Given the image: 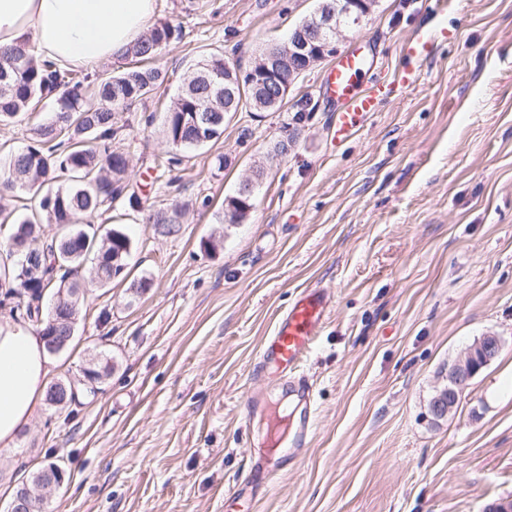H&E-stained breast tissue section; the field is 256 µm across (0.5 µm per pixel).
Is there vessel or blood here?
Returning a JSON list of instances; mask_svg holds the SVG:
<instances>
[{
	"mask_svg": "<svg viewBox=\"0 0 512 512\" xmlns=\"http://www.w3.org/2000/svg\"><path fill=\"white\" fill-rule=\"evenodd\" d=\"M372 67V61L355 47L342 54L327 75L324 93L338 106L335 122L338 142L355 136L368 114L376 111L386 95L382 86L366 87L365 76ZM332 306V297L322 289L301 290L288 309L277 316L271 335L262 344L255 375L261 377L266 369H275L289 399L296 401L301 409L295 421L285 415L275 416L269 428L271 448L299 449L309 442L316 415L315 386L300 367L321 336Z\"/></svg>",
	"mask_w": 512,
	"mask_h": 512,
	"instance_id": "b4317fda",
	"label": "vessel or blood"
}]
</instances>
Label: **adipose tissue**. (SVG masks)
<instances>
[{"label":"adipose tissue","mask_w":512,"mask_h":512,"mask_svg":"<svg viewBox=\"0 0 512 512\" xmlns=\"http://www.w3.org/2000/svg\"><path fill=\"white\" fill-rule=\"evenodd\" d=\"M155 0H0V50L93 68L138 42ZM53 362L28 321L0 323V447H14L42 405Z\"/></svg>","instance_id":"ef3b65f1"}]
</instances>
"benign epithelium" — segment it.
Masks as SVG:
<instances>
[{"instance_id":"1","label":"benign epithelium","mask_w":512,"mask_h":512,"mask_svg":"<svg viewBox=\"0 0 512 512\" xmlns=\"http://www.w3.org/2000/svg\"><path fill=\"white\" fill-rule=\"evenodd\" d=\"M370 8V0H340L336 6L324 5L318 11V18L307 25L308 35H293L284 46V56L266 55L259 62L258 72L251 73L249 80L276 79L280 73L283 58L303 63L301 67L288 66V80L299 77L310 68L317 58L336 52V38L343 29L361 26ZM501 340L494 335L477 339L466 350L464 357L448 367V387L441 388L430 401L429 410L434 417L451 414L464 389L472 377L494 360L501 351ZM35 495L24 490L9 505L8 512H31Z\"/></svg>"}]
</instances>
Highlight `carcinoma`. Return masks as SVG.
<instances>
[{"mask_svg": "<svg viewBox=\"0 0 512 512\" xmlns=\"http://www.w3.org/2000/svg\"><path fill=\"white\" fill-rule=\"evenodd\" d=\"M181 37V29L159 22L148 34L128 48L123 57L136 65L102 76L87 91L88 75L54 62H37L24 48L0 53V122L21 120L41 100H55L51 123L34 129L32 144L10 156L0 170V225L9 227L8 256H24L25 271L15 263L0 275V296L14 303L10 317L22 315L43 336L66 333V322L50 325L49 316L39 314L37 302L46 291L57 288L62 312L78 316L81 296L73 280L88 259H93L92 280L102 286L112 283V257L120 256V269L132 248V239L120 227L99 233L87 224L72 229L80 215L99 216L112 211V203L126 202L139 208L142 199L128 175L127 156L112 149L123 112L152 94L165 81V74L151 65L158 50ZM236 71L227 68L224 57L211 55L197 62L182 89L168 108L164 135L174 153L164 158L171 168L181 163L180 152L216 140L224 133V84L237 81ZM288 85V69L278 81L256 91L243 86L231 111L248 108L255 112H277L288 105L280 89ZM209 112L216 125L197 141L194 113ZM251 198L229 200L225 221L234 224L244 218ZM56 224L60 235H43V225Z\"/></svg>", "mask_w": 512, "mask_h": 512, "instance_id": "cac0c4a2", "label": "carcinoma"}]
</instances>
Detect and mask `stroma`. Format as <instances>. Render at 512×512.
Segmentation results:
<instances>
[{"label": "stroma", "mask_w": 512, "mask_h": 512, "mask_svg": "<svg viewBox=\"0 0 512 512\" xmlns=\"http://www.w3.org/2000/svg\"><path fill=\"white\" fill-rule=\"evenodd\" d=\"M318 0H156L154 21L182 30L162 46L164 83L128 112L112 141L153 209L143 223L113 204L133 249L125 276L102 287L88 270L69 345L53 379L90 356L112 364L95 395L41 406L0 476L21 485L48 463L64 485L44 512H225L269 450L248 400L278 390L251 370L277 315L302 288L334 301L303 372L317 388L312 435L297 463L236 512H485L512 497V0H374L337 54L365 42L368 84L389 85L347 145L333 142L322 84L335 56L305 71L293 112L227 113L218 140L159 163L163 116L184 77L211 53L249 68L262 48L309 19ZM432 37L412 86L406 48ZM53 101L0 123V158L26 148ZM291 138L287 153L274 152ZM265 175L237 224L226 201ZM138 289H131V282ZM503 342L456 410L429 402L450 365L481 336Z\"/></svg>", "instance_id": "1"}]
</instances>
